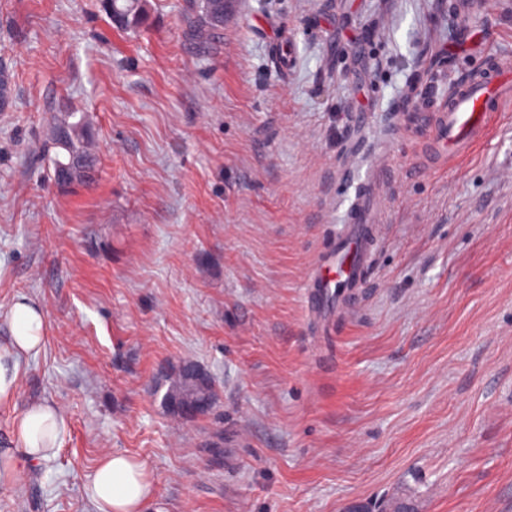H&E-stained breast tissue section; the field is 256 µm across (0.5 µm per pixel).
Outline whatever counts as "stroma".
I'll list each match as a JSON object with an SVG mask.
<instances>
[{"label": "stroma", "mask_w": 512, "mask_h": 512, "mask_svg": "<svg viewBox=\"0 0 512 512\" xmlns=\"http://www.w3.org/2000/svg\"><path fill=\"white\" fill-rule=\"evenodd\" d=\"M190 2L132 35L101 0H0V340L17 296L47 322L0 448L30 401L67 414L0 512H94L110 451L151 512H512V104L460 159L407 110L512 77V0H237L204 53ZM53 111L91 183H54ZM369 193L365 286L315 325L305 281ZM186 361L216 400L182 419ZM189 363L198 368L191 362L184 363L180 366L178 368L177 377L171 383L166 394L168 409L172 414L180 418H187V415L182 411L184 404L188 402H206L207 400H211L214 395L210 379L208 385H200L190 378L186 367Z\"/></svg>", "instance_id": "35a3bbf8"}]
</instances>
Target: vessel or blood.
I'll return each instance as SVG.
<instances>
[{
	"label": "vessel or blood",
	"instance_id": "obj_1",
	"mask_svg": "<svg viewBox=\"0 0 512 512\" xmlns=\"http://www.w3.org/2000/svg\"><path fill=\"white\" fill-rule=\"evenodd\" d=\"M512 103V80L498 73L459 87L438 115V126L449 157H461L481 140L494 113ZM372 202L362 198L352 226L339 239L334 253L319 257L306 283L310 311L323 312L330 304L331 287L356 288L370 261L369 238Z\"/></svg>",
	"mask_w": 512,
	"mask_h": 512
}]
</instances>
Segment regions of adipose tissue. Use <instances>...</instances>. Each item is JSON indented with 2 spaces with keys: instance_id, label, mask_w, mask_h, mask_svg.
I'll return each mask as SVG.
<instances>
[{
  "instance_id": "ef3b65f1",
  "label": "adipose tissue",
  "mask_w": 512,
  "mask_h": 512,
  "mask_svg": "<svg viewBox=\"0 0 512 512\" xmlns=\"http://www.w3.org/2000/svg\"><path fill=\"white\" fill-rule=\"evenodd\" d=\"M9 335L0 343V404L17 395L24 361L38 355L45 343L43 310L28 298L10 307ZM67 421L54 404L35 400L16 418L15 447L0 452V486L15 485L26 464L57 456ZM95 512H148L153 485L144 465L125 454L104 455L95 467L88 487Z\"/></svg>"
}]
</instances>
